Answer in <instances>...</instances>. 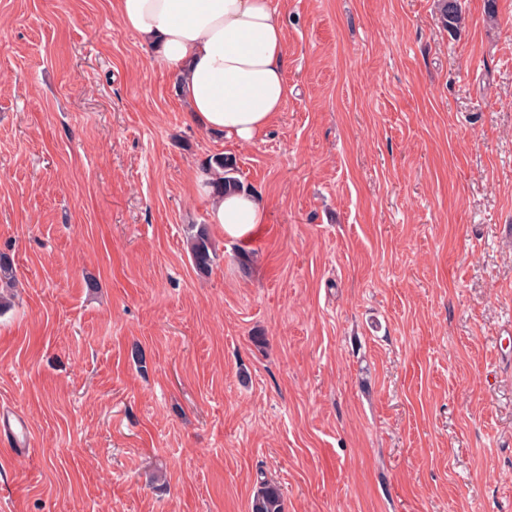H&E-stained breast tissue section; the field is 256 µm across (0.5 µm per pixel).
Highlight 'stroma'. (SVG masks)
<instances>
[{
	"mask_svg": "<svg viewBox=\"0 0 512 512\" xmlns=\"http://www.w3.org/2000/svg\"><path fill=\"white\" fill-rule=\"evenodd\" d=\"M488 1L454 36L435 0H272L295 92L238 144L111 0H0V418L27 427L0 512H249L261 479L285 512H512V0ZM221 153L267 208L244 247L196 181ZM190 255L194 267L202 274L208 273L215 262L216 249L203 225H200L191 237Z\"/></svg>",
	"mask_w": 512,
	"mask_h": 512,
	"instance_id": "obj_1",
	"label": "stroma"
}]
</instances>
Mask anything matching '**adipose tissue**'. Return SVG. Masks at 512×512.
<instances>
[{
  "instance_id": "ef3b65f1",
  "label": "adipose tissue",
  "mask_w": 512,
  "mask_h": 512,
  "mask_svg": "<svg viewBox=\"0 0 512 512\" xmlns=\"http://www.w3.org/2000/svg\"><path fill=\"white\" fill-rule=\"evenodd\" d=\"M123 25L153 46L174 73L193 123L249 142L293 93L285 76L284 28L271 0H116ZM210 222L226 239L248 242L267 222L251 192L213 200Z\"/></svg>"
}]
</instances>
